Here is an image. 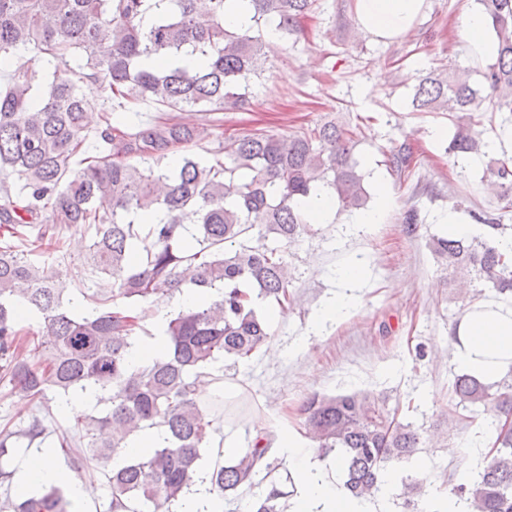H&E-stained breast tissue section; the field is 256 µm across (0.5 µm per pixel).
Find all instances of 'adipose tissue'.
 I'll return each mask as SVG.
<instances>
[{
    "instance_id": "ef3b65f1",
    "label": "adipose tissue",
    "mask_w": 512,
    "mask_h": 512,
    "mask_svg": "<svg viewBox=\"0 0 512 512\" xmlns=\"http://www.w3.org/2000/svg\"><path fill=\"white\" fill-rule=\"evenodd\" d=\"M425 0H356L357 18L363 31L383 39L409 34ZM336 279L342 287L334 302L320 313L319 322L341 320L356 299L349 290L365 275L362 261L355 260L337 268ZM455 362L459 368L485 383H493L512 371V302L495 299L481 301L460 318L452 336ZM276 447L285 449L291 476L298 495L292 512H346L339 506L343 495L332 477L335 458L315 460L311 449L281 437ZM17 490L27 493L44 486L64 488L69 496L89 502L99 496L93 488L60 463L52 449H42L36 462L25 464L17 475Z\"/></svg>"
}]
</instances>
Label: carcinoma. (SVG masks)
<instances>
[{"label": "carcinoma", "mask_w": 512, "mask_h": 512, "mask_svg": "<svg viewBox=\"0 0 512 512\" xmlns=\"http://www.w3.org/2000/svg\"><path fill=\"white\" fill-rule=\"evenodd\" d=\"M496 38L495 62L482 77L496 110L512 112V0H478ZM253 24L224 28L225 0H0V63L23 48L52 69L20 66L0 85V373L10 385L50 412L45 393L65 397L93 386L96 414L75 415V433L61 445L104 471L108 512H174L201 469L203 448L221 422V404L205 408L196 396L200 378L223 357L245 359L266 347L270 321L255 302L292 304L285 257L309 223L298 202L325 188L342 211L367 207L364 175L352 157L356 133L324 124L288 136L247 132L219 141L216 156L188 153L166 163L178 146L190 147L208 128L177 121L174 113L238 110L247 105L254 60L268 46L266 28L280 35L301 29L316 0H248ZM203 59L183 66L184 53ZM155 59L148 67L145 60ZM100 84L119 106L152 104L165 113L152 125L125 132L102 116L100 153L74 158L88 138L80 84ZM477 90L470 72L430 73L418 80L416 112H448L454 132L448 153L487 158L486 176L512 199V161L493 156L469 114ZM382 153L393 171L408 172L406 149ZM112 199V211L96 201ZM496 218L475 215L491 233L480 239L434 236L433 255L452 270L460 289L484 281L512 295V259L497 243L512 231ZM94 227L85 264L94 274L87 306L77 311L62 272L34 262L43 248H62L64 233ZM185 289L208 299L170 314L167 353L133 366L139 339L135 306ZM111 307L100 305L104 293ZM35 314L54 354L36 359L40 343L20 326V308ZM456 407L489 414L492 450L475 481L451 494L470 512H512V373L486 385L455 376ZM301 426L322 456L338 455L342 487L354 498L374 499L380 475L409 459L422 444V428L404 420L390 399L370 391L313 394L301 407ZM145 427L161 428L166 444L120 467L112 457ZM269 446L252 444L209 473L219 497L250 500L246 512H288L297 494L291 475L268 461ZM416 479L402 503L416 512L424 494ZM57 487L8 496L0 512H72Z\"/></svg>", "instance_id": "1"}]
</instances>
